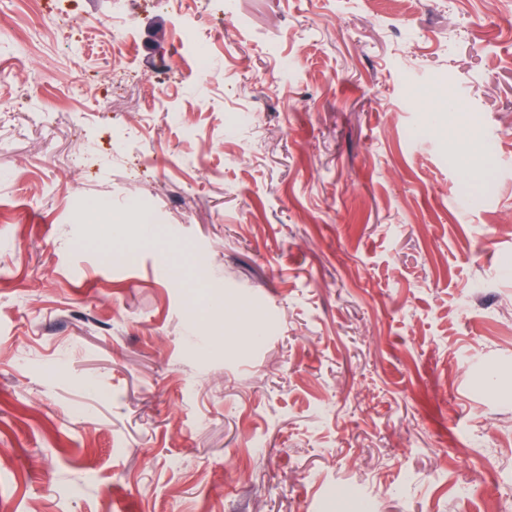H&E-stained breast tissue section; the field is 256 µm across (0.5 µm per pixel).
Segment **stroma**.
<instances>
[{
    "label": "stroma",
    "mask_w": 512,
    "mask_h": 512,
    "mask_svg": "<svg viewBox=\"0 0 512 512\" xmlns=\"http://www.w3.org/2000/svg\"><path fill=\"white\" fill-rule=\"evenodd\" d=\"M201 2L196 67L164 0H0V512H491L512 0ZM163 90L177 120L128 134ZM101 31L103 36L112 43L113 53H112V66L114 71H121L122 67L120 64H117V59L121 61V59L126 55L121 52L120 55H116V48L120 49L121 47L129 49V42L132 39L133 31L127 20L121 16H112V20L108 19L107 23L103 24L101 27Z\"/></svg>",
    "instance_id": "stroma-1"
}]
</instances>
